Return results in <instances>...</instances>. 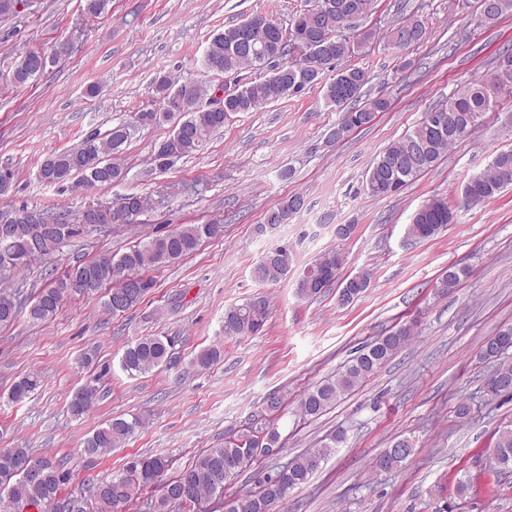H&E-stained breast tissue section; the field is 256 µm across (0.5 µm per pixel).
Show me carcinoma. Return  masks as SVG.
<instances>
[{
    "mask_svg": "<svg viewBox=\"0 0 512 512\" xmlns=\"http://www.w3.org/2000/svg\"><path fill=\"white\" fill-rule=\"evenodd\" d=\"M376 0H314L308 8L296 12L288 27L271 24L264 46H256L253 54L238 50L239 38L248 24L243 21L212 35L202 63L206 72L239 74L246 69L265 71V75L235 88L224 89V110L211 111L204 101L221 88L210 81L179 82L167 75L154 78L158 108L136 113L133 121L120 122L107 131L88 132L80 144L62 150L44 160L38 170L41 181L57 185L71 192L79 185L107 186L122 181L126 168L119 162L124 146L136 128L180 116L172 132L154 145L152 163L155 169L165 171L175 161L192 156L202 150L210 138L224 129L232 116L255 112L260 107L295 95L306 88L319 87L329 106L341 112L339 121L327 132V141L342 139L347 132L369 124L374 115L387 110L389 103L378 97L363 99V89L370 83V73L348 64L355 51L364 48L375 38L366 22L375 13ZM512 15V0H478L475 17L479 27L493 26L502 18ZM406 38V48L412 50L426 39V28L417 18L409 16L394 24L386 34V43L394 47L396 36ZM38 50H27L15 59L11 70V86H22L43 74L53 61ZM493 78L474 79L448 96V100L423 113L414 128L397 142L387 147L364 173V186L373 197L399 193L425 173L434 169L448 149L465 139L470 128L483 122L487 113L495 111L500 97L512 91V49L501 51L494 60ZM335 69L327 76L326 68ZM436 113L439 120L432 123L428 114ZM512 184V150L494 154L488 166L471 174L464 182L462 198L469 206L494 199L504 186ZM299 194L291 195L269 210L265 221L255 227L258 235L288 223L291 214L303 206ZM31 214L34 224H54V233L42 239L38 255L50 256L71 239L83 233L78 224L63 218H52L37 208H0L1 224H18L20 229L12 235L0 237V255L28 253L29 233L20 215ZM454 219L448 200L432 196L413 213L405 234L418 241L438 236ZM212 237L207 224L183 225L167 234L149 237L131 246L120 256H108L115 277L108 289L105 307L117 314L137 306L153 283L144 280L139 288L125 287L122 276L141 275L142 271L174 263L196 251L201 241ZM322 273L321 285L296 280V294L304 300L321 296L322 286L331 284L339 291L340 305H348L360 297L371 283L370 274L360 271L342 277L336 274V250L328 249L315 259ZM293 254L286 244L277 252H268L255 266V279L274 283L292 272ZM469 274L465 267H453L436 285L441 293L453 291ZM79 277L96 281L93 288L84 291L93 295L105 283L98 281L97 261L91 260L69 267L62 276L39 290L28 308L15 300L14 295L0 292V324L13 322L21 312L33 323L53 319L66 297L70 295V282ZM269 314L266 296L257 294L245 302L224 311L221 331L226 339L239 338L262 330ZM413 326L402 325L381 336L357 352L339 368L335 375L321 381L304 392L298 400V415L302 419L315 418L334 405L343 396L376 374L410 340ZM224 356L223 344H211L198 352L191 364L208 369ZM479 357L493 363L486 379L487 395L495 398L512 392V325H503L482 345ZM171 342L159 336H145L128 345L121 358L120 368L131 377L145 375L154 369L172 363ZM40 387L39 375L30 373L14 382L10 398L21 402L31 397ZM99 396V387L91 381L72 396L68 410L74 416L86 414ZM263 412L273 419L258 425H245L224 438V444L199 454L191 465L173 477H165L168 460L144 457L135 460L125 472L93 483L92 496L63 495L71 474L61 463L38 460V474L30 476L28 464L33 460L27 448H0V501L8 503L12 512H116L129 502L139 490L152 485L159 495L148 503V512H274L275 506L288 502L291 493L308 484L322 464L336 453L344 437L334 435L316 448L288 460L282 466L266 472L258 481L256 490L228 492V482L240 476L257 459L260 448L283 447L282 435L274 416L282 412L284 401L273 394L263 402ZM141 426L138 417L113 418L94 430L85 443L84 454L102 456L124 445ZM412 440L399 438L376 460L375 467L390 470L409 457ZM490 462L498 472H512V427L498 430Z\"/></svg>",
    "mask_w": 512,
    "mask_h": 512,
    "instance_id": "1",
    "label": "carcinoma"
}]
</instances>
